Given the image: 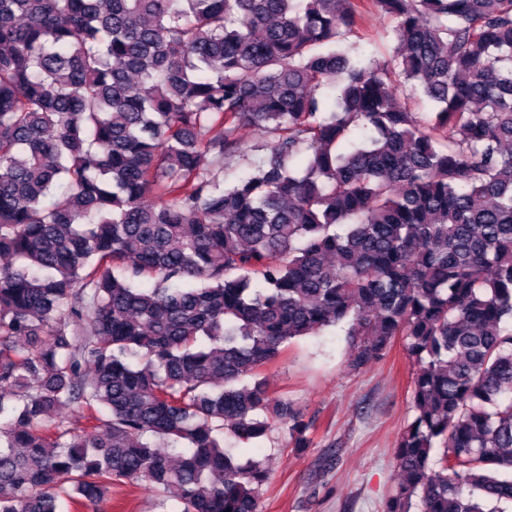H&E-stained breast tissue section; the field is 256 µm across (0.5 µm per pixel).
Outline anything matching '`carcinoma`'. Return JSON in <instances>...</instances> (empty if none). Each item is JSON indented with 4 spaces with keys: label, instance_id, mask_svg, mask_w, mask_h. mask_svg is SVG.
<instances>
[{
    "label": "carcinoma",
    "instance_id": "carcinoma-1",
    "mask_svg": "<svg viewBox=\"0 0 512 512\" xmlns=\"http://www.w3.org/2000/svg\"><path fill=\"white\" fill-rule=\"evenodd\" d=\"M338 325L412 365L384 512H506L512 0H0V512H258L224 432L309 447L260 370ZM392 26L389 17L375 8H372L363 20L364 31L371 39L370 44L362 42L363 51L378 64H383L393 45ZM239 152L226 165L210 166V176L217 182L233 183L238 175L247 171L254 164L268 159L269 143L272 137L263 129L244 126L237 134ZM156 503L153 489L146 482L140 481L112 489V506L111 503H103L97 507L81 509V512H162Z\"/></svg>",
    "mask_w": 512,
    "mask_h": 512
}]
</instances>
